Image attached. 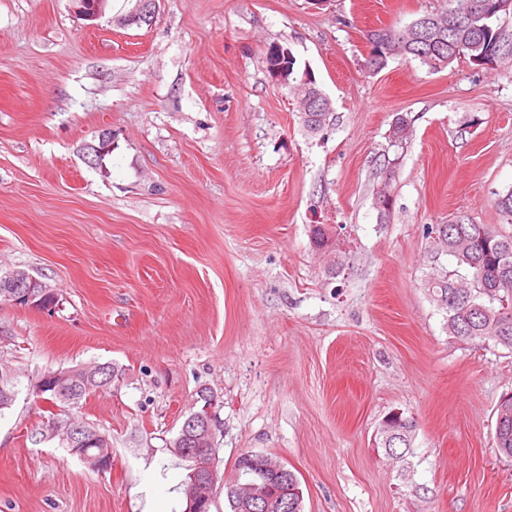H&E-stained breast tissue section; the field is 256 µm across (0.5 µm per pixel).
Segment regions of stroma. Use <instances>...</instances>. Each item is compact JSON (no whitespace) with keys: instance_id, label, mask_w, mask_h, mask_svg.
Instances as JSON below:
<instances>
[{"instance_id":"35a3bbf8","label":"stroma","mask_w":512,"mask_h":512,"mask_svg":"<svg viewBox=\"0 0 512 512\" xmlns=\"http://www.w3.org/2000/svg\"><path fill=\"white\" fill-rule=\"evenodd\" d=\"M448 0H158L150 24L91 26L70 0H0V275L54 288L0 301V512H184L172 449L200 389L216 399L211 512L245 452L300 479L304 512H512L493 446L512 352L448 335L423 281L425 224H500L512 189V65L369 72L366 34ZM313 71L330 123L301 126L270 46ZM410 119L392 146L395 116ZM112 153L96 165L102 132ZM394 199L381 219L375 195ZM313 224L340 231L339 274ZM111 363L60 408L52 372ZM416 422L403 460L375 442ZM109 438L101 471L47 429ZM38 284H41V288H47V286L41 283L38 279L26 273L19 274L18 272L14 271L5 276H0L1 290L3 288H12L10 293L7 292L4 295V298L11 302H14L15 304H19V301L29 302L33 300L36 297V294L33 293L32 288H36L35 286H37ZM49 291L51 292L50 289ZM39 299H41L40 304H35L34 306H37L41 309H46L45 306L55 307L57 304V297L52 292L50 295L37 294V297L34 299V301H37ZM34 301L30 302V304H33ZM97 365H104L103 367L106 368L107 373L103 372V367L100 371H87L89 373L88 378L83 379L80 382L79 385L76 386L75 389L71 388V390L68 388L67 390L64 389V386H72V384L76 381L77 378L81 377L79 376L77 371H72V369L66 370L64 372L59 373H51L45 376L43 379L40 380L39 386L37 387V392L42 393V391L46 389H51L55 392L61 393L66 392L63 397H56L55 395H49L48 398H45L46 400L51 401L55 406H71V405H77L81 401L86 400L87 397H89L91 394L97 392V388L99 390H102L100 388L102 385L97 384L96 382L102 381L103 379L107 380L106 386L109 387L112 384V375L114 374V369H112L111 363H103V364H97ZM66 381H69V383H66ZM74 390V391H73ZM59 404V405H58Z\"/></svg>"}]
</instances>
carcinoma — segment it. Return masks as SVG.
<instances>
[{
  "label": "carcinoma",
  "instance_id": "obj_1",
  "mask_svg": "<svg viewBox=\"0 0 512 512\" xmlns=\"http://www.w3.org/2000/svg\"><path fill=\"white\" fill-rule=\"evenodd\" d=\"M490 0H448V10L429 13L441 26H434L421 34L413 21L402 27H387L368 36L379 39L393 50V56L413 58L423 66L431 59L449 62L465 59L478 66L476 59H493L497 65L512 62V13L494 16L484 26H477L474 18L490 8ZM330 109L321 112H299L300 122L310 133H317L326 125ZM410 121L397 116L390 141L403 145L408 138ZM495 205L504 223L500 225L474 224L453 220L446 224L422 225L427 258L431 272L423 283L432 303L445 313L448 335L482 345H493L512 351V190L497 194ZM333 230L324 224L310 227L314 247L336 255L332 270L340 272L342 251L335 248ZM106 371H91L73 390L48 400L61 407L77 405L97 392L99 381L112 385L114 369L104 364ZM495 444L500 454L512 458V395L503 397L495 410ZM387 431L381 434L384 448H411L416 424L399 413L389 415Z\"/></svg>",
  "mask_w": 512,
  "mask_h": 512
}]
</instances>
